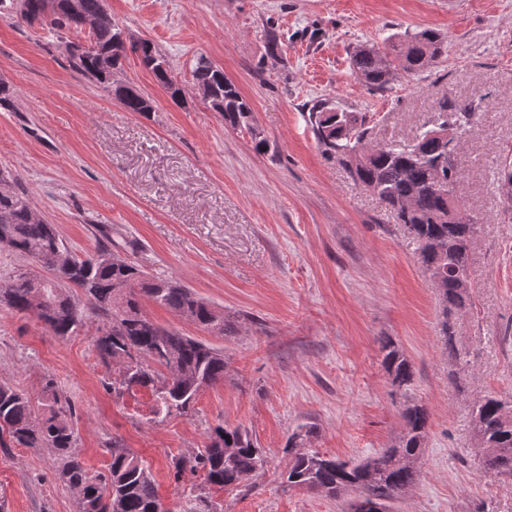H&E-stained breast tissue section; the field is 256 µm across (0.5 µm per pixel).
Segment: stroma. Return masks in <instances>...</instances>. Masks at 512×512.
Masks as SVG:
<instances>
[{"instance_id":"35a3bbf8","label":"stroma","mask_w":512,"mask_h":512,"mask_svg":"<svg viewBox=\"0 0 512 512\" xmlns=\"http://www.w3.org/2000/svg\"><path fill=\"white\" fill-rule=\"evenodd\" d=\"M130 38L151 40L188 91L173 102L136 54L114 83L140 90L153 112L125 111L72 69L68 45L88 30L54 34L0 18V170L19 174L35 207L77 255L107 230L121 256L173 277L222 308L221 337L143 301L154 323L223 349L229 371L193 408L156 425L153 396L107 391L114 368L85 311L68 338L0 306V384L38 400L53 377L72 400L78 449L90 475L107 473L120 440L150 468L168 512H189L203 471L174 481L172 460L204 448L217 426H239L263 448L251 480L214 492L220 512H342L343 500L281 482L289 434L343 460L393 447L403 405L430 412L421 476L398 512H512V478L486 475L470 406L512 400V201L498 187L512 164V0H106ZM435 29L447 49L434 66L373 91L350 55L392 34ZM222 68L253 110V131L225 126L192 89L198 56ZM479 104L458 158L456 192L477 222L469 308L451 318L463 353L449 359L440 304L417 244L371 193L324 153L308 109L324 100L367 113L379 142L407 140L440 99ZM264 148H257V138ZM411 361L399 391L382 366L383 340ZM8 512H77L52 449L0 448Z\"/></svg>"}]
</instances>
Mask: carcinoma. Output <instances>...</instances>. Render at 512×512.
Here are the masks:
<instances>
[{"label": "carcinoma", "mask_w": 512, "mask_h": 512, "mask_svg": "<svg viewBox=\"0 0 512 512\" xmlns=\"http://www.w3.org/2000/svg\"><path fill=\"white\" fill-rule=\"evenodd\" d=\"M0 0V16L15 15L32 26L53 32L89 27L90 43H69L70 62L95 80L128 112L148 114L153 100L131 87L112 88V70L123 59L112 55L121 28L100 20L104 0ZM446 37L425 29L389 40L380 49L373 44L356 47L352 70L372 91L386 89L398 75L415 74L435 65L445 52ZM156 82L179 101L184 92L168 60L147 40L136 51ZM194 87L202 99L233 129L257 136L252 109L234 83L205 56L192 69ZM438 114L446 118L455 136L471 120L469 107L453 108L444 98ZM313 134L324 151L336 157L353 180L371 191L396 215L407 233L419 243L423 265L434 277L433 286L442 305L441 330L448 358L458 355L449 317L470 306L468 254L477 227L465 200L448 198L442 187L456 184L462 172L448 142L421 131L411 141L372 143L373 127L364 112L337 111L324 102L313 103L308 114ZM0 246L35 261L45 276L14 274L0 279V305L19 313H33L54 336L66 338L80 326L83 311L66 289L82 291L86 306L103 316L95 345L102 362L119 368L107 389L121 394L134 387L148 388L154 397L152 421L165 422L187 412L201 384L224 381L229 362L224 350L190 336L169 331L141 312L140 299L171 310L177 316L218 336L232 332L224 311L207 303L191 288L174 278L151 275L112 250V238L100 229L96 252L83 258L75 254L56 225L48 223L33 207L21 180L0 171ZM383 366L393 386L407 389L414 369L403 351L391 341L381 346ZM41 410H35L24 393L0 384V447L50 448L58 463V479L75 496L78 512H166L161 506L153 477L132 450L112 441V461L107 474L92 476L76 452L71 399L57 381L45 378ZM476 440L490 448L483 457L489 475H512V404L485 395L472 405ZM404 430L396 446L359 462L341 461L307 448L312 429L288 437V454L282 474L288 487H302L339 498L348 494L349 512H392L393 505L419 480L418 462L427 438L429 412L419 404L402 408ZM265 464L262 449L248 432L218 426L210 442L192 456L174 462L173 477L185 471H204L209 485L239 486Z\"/></svg>", "instance_id": "carcinoma-1"}]
</instances>
